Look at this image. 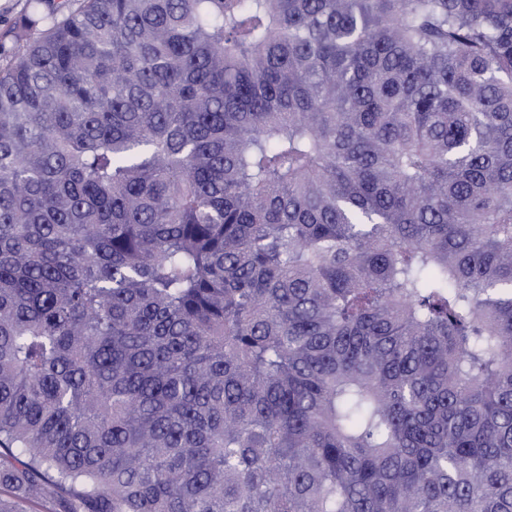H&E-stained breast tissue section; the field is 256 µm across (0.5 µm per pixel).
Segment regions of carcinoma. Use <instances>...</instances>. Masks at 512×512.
Wrapping results in <instances>:
<instances>
[{
	"instance_id": "carcinoma-1",
	"label": "carcinoma",
	"mask_w": 512,
	"mask_h": 512,
	"mask_svg": "<svg viewBox=\"0 0 512 512\" xmlns=\"http://www.w3.org/2000/svg\"><path fill=\"white\" fill-rule=\"evenodd\" d=\"M40 2L0 512H512V0Z\"/></svg>"
}]
</instances>
